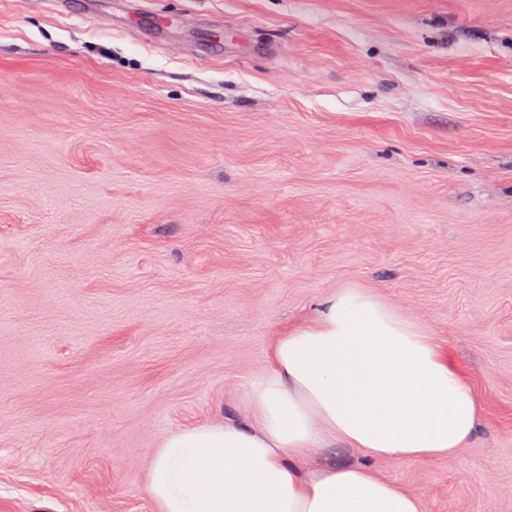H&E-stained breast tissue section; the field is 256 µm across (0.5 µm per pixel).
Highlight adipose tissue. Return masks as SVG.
I'll list each match as a JSON object with an SVG mask.
<instances>
[{
    "instance_id": "obj_1",
    "label": "adipose tissue",
    "mask_w": 512,
    "mask_h": 512,
    "mask_svg": "<svg viewBox=\"0 0 512 512\" xmlns=\"http://www.w3.org/2000/svg\"><path fill=\"white\" fill-rule=\"evenodd\" d=\"M239 402L240 420L163 440L148 475L158 512H424L370 468L314 459L449 457L483 411L442 340L358 287L273 336Z\"/></svg>"
}]
</instances>
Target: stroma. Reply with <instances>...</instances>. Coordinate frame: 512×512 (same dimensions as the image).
Returning <instances> with one entry per match:
<instances>
[{
    "instance_id": "1",
    "label": "stroma",
    "mask_w": 512,
    "mask_h": 512,
    "mask_svg": "<svg viewBox=\"0 0 512 512\" xmlns=\"http://www.w3.org/2000/svg\"><path fill=\"white\" fill-rule=\"evenodd\" d=\"M67 2L0 0V512H157L163 439L239 420L347 286L484 413L453 456L345 462L512 512V0Z\"/></svg>"
}]
</instances>
